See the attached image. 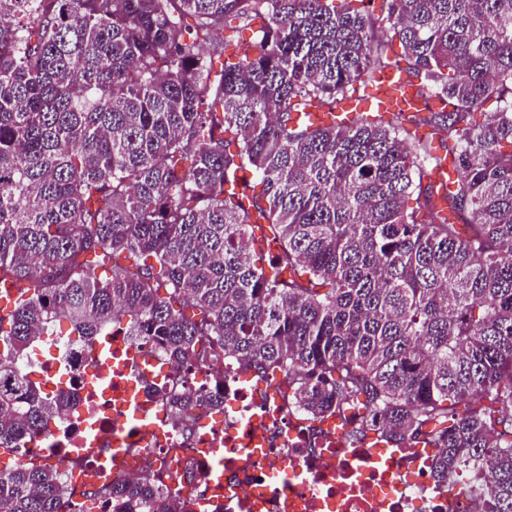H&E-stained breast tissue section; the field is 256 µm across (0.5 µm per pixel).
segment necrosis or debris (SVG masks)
<instances>
[{"mask_svg": "<svg viewBox=\"0 0 512 512\" xmlns=\"http://www.w3.org/2000/svg\"><path fill=\"white\" fill-rule=\"evenodd\" d=\"M112 357L96 365L87 348L54 345L31 364L47 383L63 378L70 402L60 423L17 448L24 463L67 478L71 503L153 472L180 490L189 512H473L474 502L439 488L416 451L350 444L337 429L310 454V423L261 389L226 385L219 423L200 420L183 435L165 402L149 391L146 368L160 349L111 336Z\"/></svg>", "mask_w": 512, "mask_h": 512, "instance_id": "obj_1", "label": "necrosis or debris"}]
</instances>
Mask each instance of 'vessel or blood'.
Segmentation results:
<instances>
[{"instance_id": "b4317fda", "label": "vessel or blood", "mask_w": 512, "mask_h": 512, "mask_svg": "<svg viewBox=\"0 0 512 512\" xmlns=\"http://www.w3.org/2000/svg\"><path fill=\"white\" fill-rule=\"evenodd\" d=\"M427 104L420 86L409 79L400 68L391 66L376 75L367 97L344 99L332 113L311 108L307 111V117L315 123H347L372 109L392 116L423 111Z\"/></svg>"}]
</instances>
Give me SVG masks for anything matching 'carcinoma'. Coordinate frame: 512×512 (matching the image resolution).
<instances>
[{
  "label": "carcinoma",
  "mask_w": 512,
  "mask_h": 512,
  "mask_svg": "<svg viewBox=\"0 0 512 512\" xmlns=\"http://www.w3.org/2000/svg\"><path fill=\"white\" fill-rule=\"evenodd\" d=\"M386 5L440 109L324 126L295 113L390 65L387 33L336 0H0V284L20 289L0 309V448L63 417L20 363L67 321L158 345L182 371L153 383L176 426L224 410V379L193 380L227 355L304 419L350 411L355 443L430 446L437 483L512 512V0ZM406 122L450 145L445 195ZM93 498L187 512L149 473ZM68 499L51 467L0 469V512Z\"/></svg>",
  "instance_id": "1"
}]
</instances>
